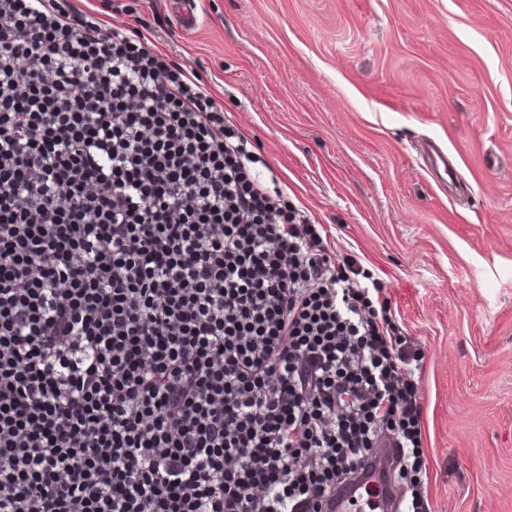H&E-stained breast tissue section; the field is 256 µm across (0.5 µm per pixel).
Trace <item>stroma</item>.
Returning <instances> with one entry per match:
<instances>
[{"instance_id":"35a3bbf8","label":"stroma","mask_w":512,"mask_h":512,"mask_svg":"<svg viewBox=\"0 0 512 512\" xmlns=\"http://www.w3.org/2000/svg\"><path fill=\"white\" fill-rule=\"evenodd\" d=\"M158 29L266 178L383 283L432 512H512V0H74ZM454 162L444 193L423 146Z\"/></svg>"}]
</instances>
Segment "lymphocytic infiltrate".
I'll use <instances>...</instances> for the list:
<instances>
[{
  "instance_id": "f902f5d3",
  "label": "lymphocytic infiltrate",
  "mask_w": 512,
  "mask_h": 512,
  "mask_svg": "<svg viewBox=\"0 0 512 512\" xmlns=\"http://www.w3.org/2000/svg\"><path fill=\"white\" fill-rule=\"evenodd\" d=\"M250 161L144 33L0 0V512H324L386 438L430 512L382 286Z\"/></svg>"
}]
</instances>
